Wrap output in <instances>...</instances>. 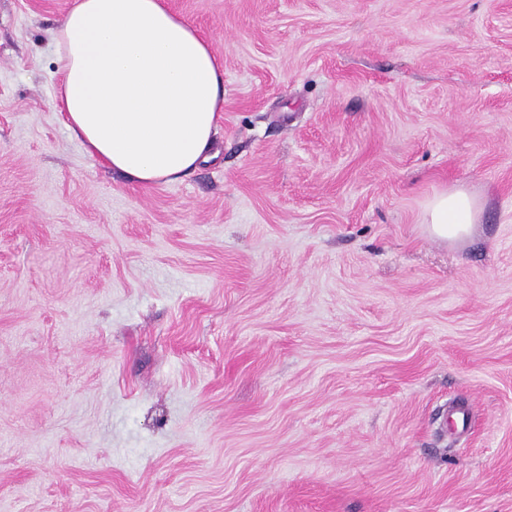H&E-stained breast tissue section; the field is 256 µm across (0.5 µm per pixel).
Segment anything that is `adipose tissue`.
Segmentation results:
<instances>
[{"instance_id": "adipose-tissue-1", "label": "adipose tissue", "mask_w": 512, "mask_h": 512, "mask_svg": "<svg viewBox=\"0 0 512 512\" xmlns=\"http://www.w3.org/2000/svg\"><path fill=\"white\" fill-rule=\"evenodd\" d=\"M60 110L87 153L153 186L210 158L224 110V67L210 42L164 0H74L54 31ZM483 203L464 188L430 201L437 240L469 237Z\"/></svg>"}]
</instances>
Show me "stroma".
I'll use <instances>...</instances> for the list:
<instances>
[{
	"mask_svg": "<svg viewBox=\"0 0 512 512\" xmlns=\"http://www.w3.org/2000/svg\"><path fill=\"white\" fill-rule=\"evenodd\" d=\"M72 2L0 0V512H512V0H167L220 155L149 188L63 123ZM483 203L465 188L439 193L430 201L425 222L427 231L437 240L455 242L469 237L480 222Z\"/></svg>",
	"mask_w": 512,
	"mask_h": 512,
	"instance_id": "35a3bbf8",
	"label": "stroma"
}]
</instances>
